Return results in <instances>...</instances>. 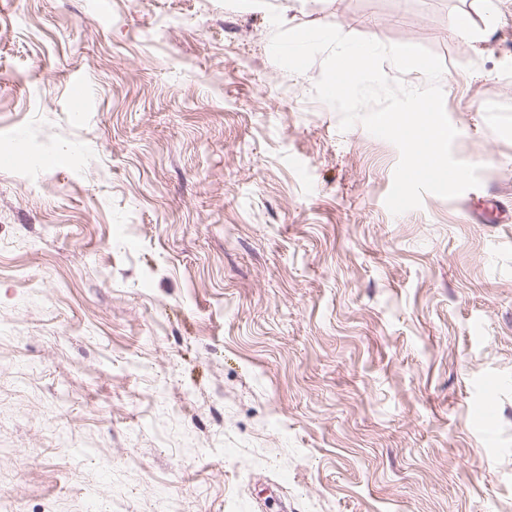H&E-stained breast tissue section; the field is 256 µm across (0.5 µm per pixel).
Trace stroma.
<instances>
[{
  "instance_id": "stroma-1",
  "label": "stroma",
  "mask_w": 512,
  "mask_h": 512,
  "mask_svg": "<svg viewBox=\"0 0 512 512\" xmlns=\"http://www.w3.org/2000/svg\"><path fill=\"white\" fill-rule=\"evenodd\" d=\"M269 3L0 0V512H512V0ZM273 8L437 55L480 186L392 215Z\"/></svg>"
}]
</instances>
